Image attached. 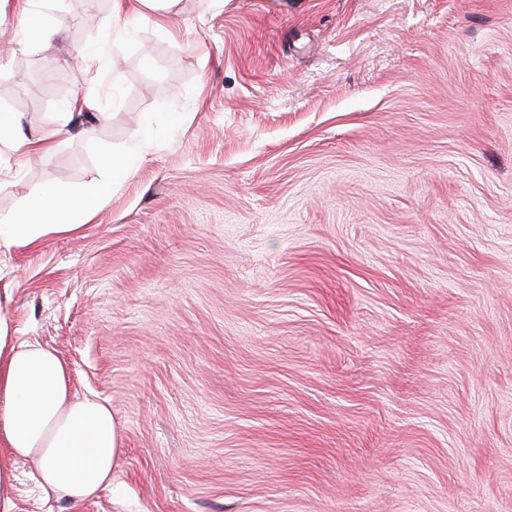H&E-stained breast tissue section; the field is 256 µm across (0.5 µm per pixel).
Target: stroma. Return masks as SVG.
Listing matches in <instances>:
<instances>
[{
  "label": "stroma",
  "mask_w": 512,
  "mask_h": 512,
  "mask_svg": "<svg viewBox=\"0 0 512 512\" xmlns=\"http://www.w3.org/2000/svg\"><path fill=\"white\" fill-rule=\"evenodd\" d=\"M0 110L97 99L0 214L141 161L74 234L0 252V311L107 402L122 455L10 512H512V0H44ZM107 45L94 69L85 52ZM23 2V15L26 18L25 28L28 30V39L42 43H49L62 35L61 27L45 23L42 14L32 10L31 0H19ZM177 0H113V11L119 17L128 11H140L141 8L161 11L158 16L164 23L170 22L171 9ZM162 4V5H158Z\"/></svg>",
  "instance_id": "obj_1"
}]
</instances>
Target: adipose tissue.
Returning <instances> with one entry per match:
<instances>
[{
	"mask_svg": "<svg viewBox=\"0 0 512 512\" xmlns=\"http://www.w3.org/2000/svg\"><path fill=\"white\" fill-rule=\"evenodd\" d=\"M76 107V113H62L55 127L39 137L25 130L20 119L0 117V144L23 161L51 149L59 138L88 136L89 123L99 118L97 104L84 96ZM108 192L104 184L81 193H32L0 220V250L77 231L78 219L93 212ZM121 453L111 407L78 395L71 371L56 351L21 339L13 319L1 312L0 504L10 501L19 459L38 461L46 493L79 503L111 486Z\"/></svg>",
	"mask_w": 512,
	"mask_h": 512,
	"instance_id": "ef3b65f1",
	"label": "adipose tissue"
}]
</instances>
